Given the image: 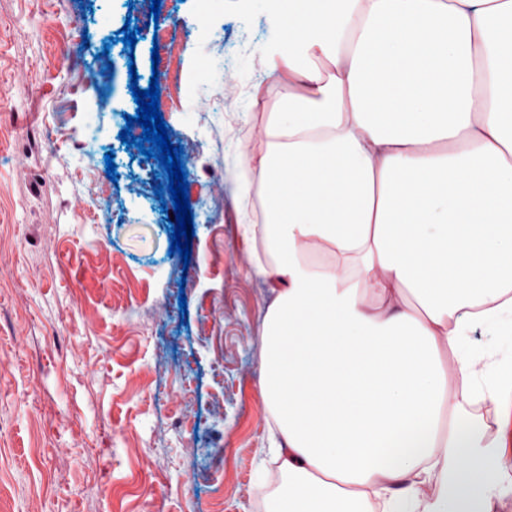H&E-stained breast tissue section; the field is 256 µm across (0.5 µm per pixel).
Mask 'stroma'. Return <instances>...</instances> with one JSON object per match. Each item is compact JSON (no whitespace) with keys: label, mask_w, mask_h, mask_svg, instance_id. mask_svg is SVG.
Masks as SVG:
<instances>
[{"label":"stroma","mask_w":512,"mask_h":512,"mask_svg":"<svg viewBox=\"0 0 512 512\" xmlns=\"http://www.w3.org/2000/svg\"><path fill=\"white\" fill-rule=\"evenodd\" d=\"M193 4L0 0V512H265L280 489L259 385L269 292L224 170L241 121L218 106L236 92L178 86L182 64L241 56L264 22L227 10L206 38ZM153 79L192 193L186 264L155 194L167 172L119 138L131 86ZM283 82L259 80L253 153ZM217 194L223 211H207Z\"/></svg>","instance_id":"1"}]
</instances>
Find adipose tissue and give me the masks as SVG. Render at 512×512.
<instances>
[{
  "instance_id": "obj_1",
  "label": "adipose tissue",
  "mask_w": 512,
  "mask_h": 512,
  "mask_svg": "<svg viewBox=\"0 0 512 512\" xmlns=\"http://www.w3.org/2000/svg\"><path fill=\"white\" fill-rule=\"evenodd\" d=\"M288 85L226 179L272 299L267 512H484L512 421V0H250Z\"/></svg>"
}]
</instances>
